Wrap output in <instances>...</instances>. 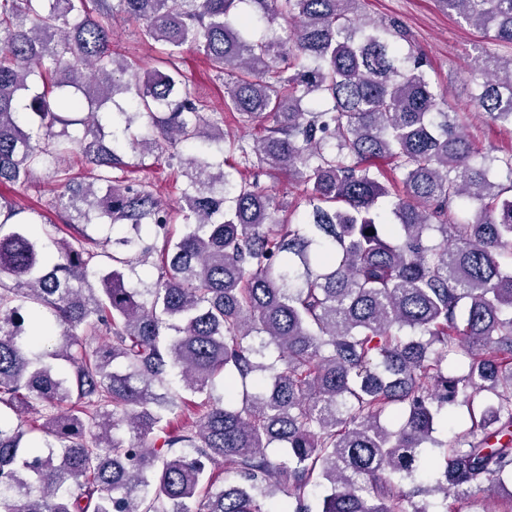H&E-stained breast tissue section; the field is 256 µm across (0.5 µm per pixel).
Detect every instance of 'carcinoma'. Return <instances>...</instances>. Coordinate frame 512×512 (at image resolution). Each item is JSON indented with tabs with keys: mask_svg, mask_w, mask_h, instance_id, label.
Wrapping results in <instances>:
<instances>
[{
	"mask_svg": "<svg viewBox=\"0 0 512 512\" xmlns=\"http://www.w3.org/2000/svg\"><path fill=\"white\" fill-rule=\"evenodd\" d=\"M438 2L512 45V0ZM359 5L0 0V184L51 174L68 230L53 256L0 203V512H266L277 495L313 512V486L320 512H427L424 495L455 512L478 491L483 512H512V492L496 507L512 482V154L481 155L405 25ZM118 16L163 47L162 68L112 48ZM254 20L283 34L257 38ZM187 45L225 108L262 126L254 144L204 117ZM478 76L476 107L512 128V58ZM224 142L248 177L209 160ZM181 147L175 209L112 176L127 150L147 168ZM381 159L400 180L381 181ZM277 170L302 187L301 225L260 186ZM94 220L127 232L94 251ZM477 393L470 428L436 440Z\"/></svg>",
	"mask_w": 512,
	"mask_h": 512,
	"instance_id": "obj_1",
	"label": "carcinoma"
}]
</instances>
